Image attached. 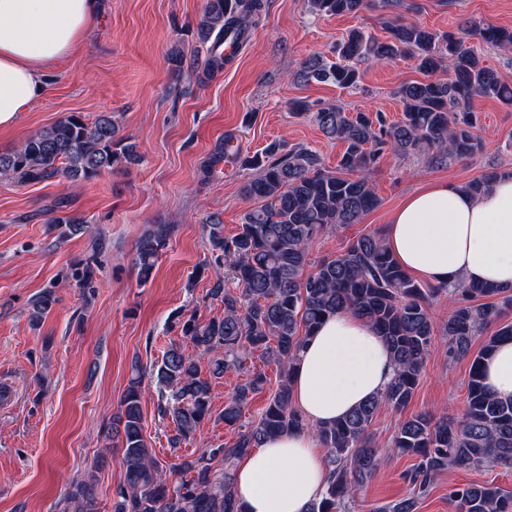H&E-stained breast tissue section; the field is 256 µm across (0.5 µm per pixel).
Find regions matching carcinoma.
I'll return each instance as SVG.
<instances>
[{"mask_svg":"<svg viewBox=\"0 0 512 512\" xmlns=\"http://www.w3.org/2000/svg\"><path fill=\"white\" fill-rule=\"evenodd\" d=\"M317 14H356L368 0H307ZM263 0H206L197 24L202 42L213 41L204 70L213 75L224 69L227 57L218 50L225 39L242 43L264 10ZM390 38L379 41L360 30L336 45L337 60L311 56L296 74L299 81L331 82L339 88L359 85V63L380 64L405 54L414 55L426 79L407 82L397 90L402 103L399 121L387 123L380 113L347 112L335 105L297 101L298 115L312 114L325 137L345 151L336 171L327 170L319 155L303 147L273 141L252 156L236 153L241 166L255 171L243 184L244 197L259 206L244 214L238 233L224 235L220 216L206 219L208 242L217 267L205 298L219 301L223 315L200 319L196 312L179 311L171 320L175 338L155 365L159 384L158 411L171 418L175 435L171 448L193 438L200 425L214 416L212 380L242 370L246 352L279 368V384L257 422L241 423L253 395L267 383L266 375L247 371L224 403L217 419L237 431L230 444L219 443L199 453L178 455L162 465L153 456L143 434L142 370L132 366L108 432L121 439L120 465L124 481L115 490L112 512H244L233 490L236 461L272 437L312 428L294 406L291 370L308 336L328 316L349 311L371 323L390 347L395 373L378 396L331 424L315 427L326 449L327 487L308 512H345L354 494L383 463L370 427L383 404L396 410L410 403L426 365L434 321L433 299L448 298V319L442 335L452 359L471 358L464 419L450 422L419 413L400 423L391 439L392 453L417 459L406 474L411 493L379 507L377 512H416L419 497L442 471L459 466L512 467V399L501 400L486 389L481 363L497 343L512 339V322L502 321L512 307V288L458 282L426 288L403 271L389 254L385 236L376 231L349 241L334 258L320 260L304 274L314 245L325 235L351 224L375 209L379 198L372 177L387 151L415 154L436 166L448 160L467 161L482 150L477 130L476 97L492 98L512 106V87L481 64L465 35L483 43L512 48V28L467 22L456 32H438L397 19ZM448 69L450 77L433 75ZM236 134L228 132L200 167V180H211L224 169V158ZM136 144L120 134L112 115L89 121L70 112L27 136L17 146L0 152V179L18 184L66 180L79 184L106 172L138 163ZM501 175L492 168L463 185L479 196L486 184ZM67 200L56 202L48 223L65 225L74 234L85 229L83 220L69 216ZM174 230L156 224L136 244L139 280L152 276L160 252ZM83 288H92L94 269L85 263L73 272ZM232 279L236 289L226 287ZM58 301L55 290H44L33 304L32 319L42 320ZM497 329L483 348L471 355L472 343L490 326ZM191 346L187 351L185 346ZM458 512H512V495L494 485L466 484L449 493ZM56 512H100L94 476L74 478L56 503Z\"/></svg>","mask_w":512,"mask_h":512,"instance_id":"cac0c4a2","label":"carcinoma"}]
</instances>
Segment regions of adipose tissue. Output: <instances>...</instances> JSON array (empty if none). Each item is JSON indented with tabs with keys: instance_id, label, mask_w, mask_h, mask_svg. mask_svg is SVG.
I'll return each mask as SVG.
<instances>
[{
	"instance_id": "1",
	"label": "adipose tissue",
	"mask_w": 512,
	"mask_h": 512,
	"mask_svg": "<svg viewBox=\"0 0 512 512\" xmlns=\"http://www.w3.org/2000/svg\"><path fill=\"white\" fill-rule=\"evenodd\" d=\"M98 19V0H0V127L13 125L45 91L47 71L74 53ZM400 267L429 282L512 287V175L479 197L451 182L408 194L385 230ZM395 371L373 327L350 312L328 317L299 354L295 406L314 425L342 418L382 392ZM487 389L512 398V339L483 364ZM328 481L318 437L310 431L268 438L241 458L235 489L245 512H307Z\"/></svg>"
}]
</instances>
